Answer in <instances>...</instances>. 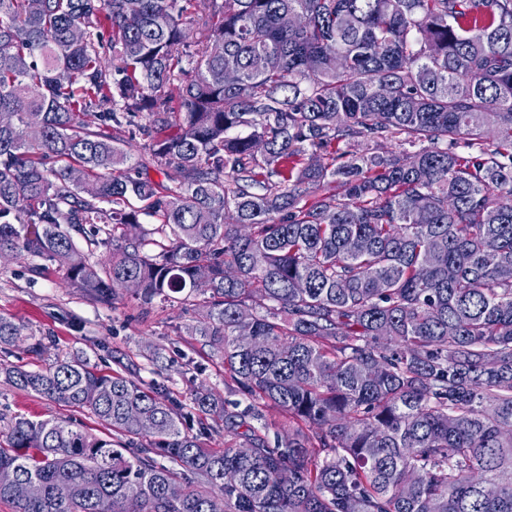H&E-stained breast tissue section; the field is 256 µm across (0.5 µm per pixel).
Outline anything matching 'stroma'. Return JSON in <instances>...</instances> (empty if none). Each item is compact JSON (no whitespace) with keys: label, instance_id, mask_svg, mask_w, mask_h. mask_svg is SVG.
<instances>
[{"label":"stroma","instance_id":"35a3bbf8","mask_svg":"<svg viewBox=\"0 0 512 512\" xmlns=\"http://www.w3.org/2000/svg\"><path fill=\"white\" fill-rule=\"evenodd\" d=\"M34 264V259L17 256L0 265V315L23 321L29 332L45 337L47 349L38 358L21 341L1 351L0 359L37 369L60 355H82L108 371L113 352L119 351L138 359L144 380L170 378L181 401H188L191 391L201 385L223 390V366L208 358L200 343L186 333L199 316L198 307L157 303L144 309L129 303L114 309L65 287L56 266L38 271ZM149 345L162 348L161 362L141 358ZM19 417L64 419L94 434L101 431L86 409L54 403L0 381V420Z\"/></svg>","mask_w":512,"mask_h":512}]
</instances>
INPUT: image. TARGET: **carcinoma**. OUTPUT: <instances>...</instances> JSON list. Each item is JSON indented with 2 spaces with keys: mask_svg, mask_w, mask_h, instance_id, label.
Returning a JSON list of instances; mask_svg holds the SVG:
<instances>
[{
  "mask_svg": "<svg viewBox=\"0 0 512 512\" xmlns=\"http://www.w3.org/2000/svg\"><path fill=\"white\" fill-rule=\"evenodd\" d=\"M0 40V251L114 306L182 295L248 401L127 355L0 363L105 429L8 423L0 470L40 494L0 501L512 512V0H0Z\"/></svg>",
  "mask_w": 512,
  "mask_h": 512,
  "instance_id": "obj_1",
  "label": "carcinoma"
}]
</instances>
